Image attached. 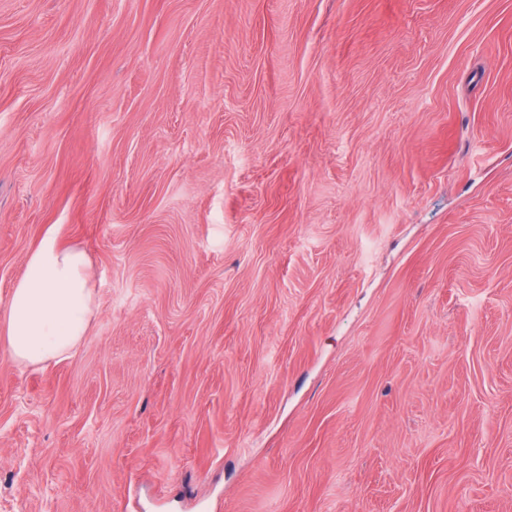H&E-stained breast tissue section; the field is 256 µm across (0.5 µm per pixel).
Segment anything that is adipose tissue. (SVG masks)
<instances>
[{
  "mask_svg": "<svg viewBox=\"0 0 512 512\" xmlns=\"http://www.w3.org/2000/svg\"><path fill=\"white\" fill-rule=\"evenodd\" d=\"M87 254L49 230L0 309V347L16 361L42 364L70 354L87 336L94 283Z\"/></svg>",
  "mask_w": 512,
  "mask_h": 512,
  "instance_id": "obj_1",
  "label": "adipose tissue"
}]
</instances>
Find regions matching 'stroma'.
Masks as SVG:
<instances>
[{
  "instance_id": "1",
  "label": "stroma",
  "mask_w": 512,
  "mask_h": 512,
  "mask_svg": "<svg viewBox=\"0 0 512 512\" xmlns=\"http://www.w3.org/2000/svg\"><path fill=\"white\" fill-rule=\"evenodd\" d=\"M0 512H512V0H0ZM87 254L51 228L26 259L1 311V340L15 361L42 364L70 354L87 336L94 283Z\"/></svg>"
}]
</instances>
